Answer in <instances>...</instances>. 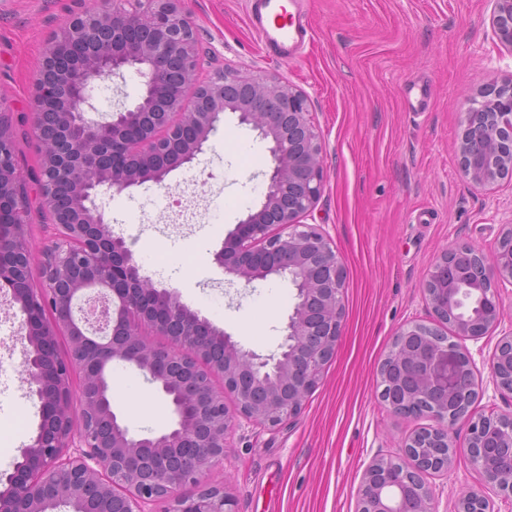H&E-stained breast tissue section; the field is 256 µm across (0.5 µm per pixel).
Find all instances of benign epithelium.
<instances>
[{"label": "benign epithelium", "instance_id": "7a95c632", "mask_svg": "<svg viewBox=\"0 0 512 512\" xmlns=\"http://www.w3.org/2000/svg\"><path fill=\"white\" fill-rule=\"evenodd\" d=\"M490 2L493 33L512 53V0ZM188 4L104 0L68 18L49 40L36 76L32 132L42 146L34 183L55 233L37 260L22 220L27 182L18 172L12 126L3 122L11 107L0 98V282L20 305L30 384L41 403L38 432L0 489V512H55L59 504L72 512H148L156 501L167 503L164 512H235L222 486L201 483L224 463L232 426L224 395L233 396L247 421L275 427L301 413L336 354L347 269L330 240L301 222L325 181L308 99L275 75L226 67L200 79ZM124 68L145 78L141 100L110 121L91 118L98 111L92 89ZM47 101L59 102L61 117L52 139L43 133ZM228 110L269 141L274 167L260 208L236 225L215 260L247 283L278 275L295 286L297 303L276 355L243 350L176 291L154 287L95 204L99 187L120 193L161 183L192 162ZM73 124L85 139L71 138ZM457 151L462 174L476 186L512 177V76L476 93ZM65 184L75 193L68 210L58 202ZM19 262L38 287L16 280ZM504 281L512 283V218L491 253L459 244L437 257L423 286L432 321L402 327L378 369L380 401L396 415L431 424L403 441L402 455L366 467L358 512H437L424 475L448 471L460 454L484 484L512 498V475L479 452L499 448L512 459V413L475 410L471 359L442 332L449 325L478 339L500 326L497 284ZM92 287L103 293L78 320L76 296ZM61 335L65 356L57 351ZM152 336L168 345H154ZM114 361L136 365L159 385L172 408L171 429L129 433L102 375ZM489 375L512 395V330L499 339ZM186 485L199 486L188 499L177 495ZM455 512H490L489 502L471 491Z\"/></svg>", "mask_w": 512, "mask_h": 512}]
</instances>
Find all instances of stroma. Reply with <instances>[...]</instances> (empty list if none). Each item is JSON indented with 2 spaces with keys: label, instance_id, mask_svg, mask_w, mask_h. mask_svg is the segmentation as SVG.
Listing matches in <instances>:
<instances>
[{
  "label": "stroma",
  "instance_id": "1",
  "mask_svg": "<svg viewBox=\"0 0 512 512\" xmlns=\"http://www.w3.org/2000/svg\"><path fill=\"white\" fill-rule=\"evenodd\" d=\"M99 0H0V97L15 116L30 117L33 81L48 40L62 22ZM246 0H191V20L205 72L227 65L252 74H278L305 92L323 137L326 179L306 216L333 243L348 278L343 336L301 414L274 427L236 418L224 464L208 482L223 485L237 512H357L366 466L400 453L425 422L387 410L377 396L378 367L397 331L426 323L422 292L436 257L469 243L492 251L500 224L512 214V179L478 188L461 173L457 141L467 101L489 80L512 75V53L500 48L489 24V0H305L313 39L288 58L270 56L250 29ZM428 84L425 111L405 97ZM136 69L98 82L100 117L131 107L142 94ZM274 166L268 144L238 116L225 112L202 154L163 183L147 181L97 202L114 236L123 238L143 276L175 290L245 350L278 353L296 289L275 275L247 283L215 260L225 238L255 211ZM275 290L274 313L265 297ZM223 299V310L212 306ZM505 319L478 339H462L479 396L478 411H512L489 375L502 332L512 329V284L499 287ZM9 289L0 288V380L10 386L8 419L0 420V461L18 460L40 422L29 391L25 343ZM112 406L130 432H165L170 413L152 422L130 417L136 393L165 403L158 384L136 366L106 371ZM438 512H454L459 497L484 490L494 512H512V499L484 488L466 456L428 478Z\"/></svg>",
  "mask_w": 512,
  "mask_h": 512
}]
</instances>
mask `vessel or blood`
Instances as JSON below:
<instances>
[{
  "label": "vessel or blood",
  "instance_id": "1",
  "mask_svg": "<svg viewBox=\"0 0 512 512\" xmlns=\"http://www.w3.org/2000/svg\"><path fill=\"white\" fill-rule=\"evenodd\" d=\"M250 21L264 47L288 56L311 39L303 0H247Z\"/></svg>",
  "mask_w": 512,
  "mask_h": 512
}]
</instances>
